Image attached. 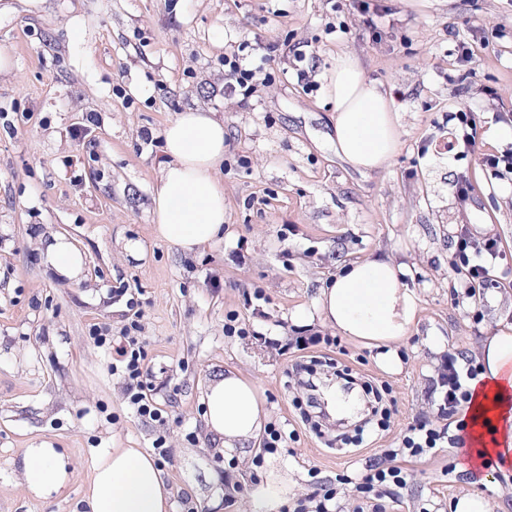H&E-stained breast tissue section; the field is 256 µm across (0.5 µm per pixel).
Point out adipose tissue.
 Here are the masks:
<instances>
[{"label":"adipose tissue","mask_w":512,"mask_h":512,"mask_svg":"<svg viewBox=\"0 0 512 512\" xmlns=\"http://www.w3.org/2000/svg\"><path fill=\"white\" fill-rule=\"evenodd\" d=\"M335 106L336 153L357 170L384 167L397 145L392 98L368 82L350 54L336 58L326 86ZM224 158V125L210 113L190 110L163 130V160L153 196L158 236L185 252L215 241L224 231V186L216 169ZM46 263L59 277L81 278L79 251L64 236L40 241ZM403 264L375 256L345 264L320 288L315 302L320 325L376 349L378 366L399 372V349L418 314V298L401 283ZM484 371L469 407L471 415L494 414L496 435L488 455L512 465V330L484 337L479 348ZM205 435L217 448L246 452L267 420L259 389L233 368L215 374L203 391ZM72 466L51 443L21 451L20 485L47 500L66 488ZM170 491L157 460L139 448L103 452L86 489L84 512H168Z\"/></svg>","instance_id":"1"}]
</instances>
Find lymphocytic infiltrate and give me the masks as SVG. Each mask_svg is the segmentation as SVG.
Returning a JSON list of instances; mask_svg holds the SVG:
<instances>
[{"instance_id":"lymphocytic-infiltrate-1","label":"lymphocytic infiltrate","mask_w":512,"mask_h":512,"mask_svg":"<svg viewBox=\"0 0 512 512\" xmlns=\"http://www.w3.org/2000/svg\"><path fill=\"white\" fill-rule=\"evenodd\" d=\"M251 42H240L236 49L224 57V67L230 77V94L249 101L259 87L272 83L275 73L271 60L281 52V43L274 42L264 48L258 64L246 67L242 60L253 52ZM455 132L448 144L449 151L478 154L482 166L500 174H512V148L502 151H476L477 121L470 106L460 107L449 113ZM454 245L451 266L459 279L460 296L474 307L484 306L489 289L503 287L512 281V274L501 272V261L506 253L500 237L492 232H480L467 220H459L452 229ZM142 326L139 320H131L124 326L120 336L110 337L108 328L91 329L90 336L98 345L113 343L123 369L124 394L133 412L142 419L163 422V411L149 396L150 388L144 379L145 354L143 350ZM482 373L481 366L464 353L449 354L442 366L438 386L444 391L437 411L438 419L418 417L410 424L399 447L383 450L379 461L370 464L360 477L361 488L385 496L391 488L406 485L408 473L400 466L403 457H420L433 449L461 448L466 444L468 423L463 414L473 396L472 386Z\"/></svg>"}]
</instances>
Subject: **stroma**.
<instances>
[{
  "instance_id": "stroma-1",
  "label": "stroma",
  "mask_w": 512,
  "mask_h": 512,
  "mask_svg": "<svg viewBox=\"0 0 512 512\" xmlns=\"http://www.w3.org/2000/svg\"><path fill=\"white\" fill-rule=\"evenodd\" d=\"M388 3L397 23L379 43L332 0H45L39 13L0 17V49L14 61L0 74V512H82L103 449L148 451L161 436L173 455L163 466L170 512H251L277 473L293 486L275 512L322 485L337 489L342 512H357L359 493L339 477L364 473L413 417L436 415L443 352L475 355L489 331L512 325V287L491 292L473 321L469 304L452 300L449 264L454 177L469 176V219L509 253L512 179L448 152V114L462 103L479 116L482 151L512 144V130L492 120L512 109V0ZM477 25L489 42L476 48V76L462 81L448 31ZM244 38L291 39L310 84L298 82L292 58L279 59L275 83L240 105L222 61ZM341 52L391 92L396 112V153L365 174L337 156L324 101ZM196 108L224 124V237L185 254L157 236L152 195L163 127ZM51 233L82 253L80 281L45 265L40 241ZM376 255L406 265L418 322L397 374L377 366L374 349L342 340V363L389 385L396 405L389 430L330 448L302 422L288 378L300 355L325 347L302 351L295 339L330 335L304 324L320 288L345 263ZM135 311L162 425L133 414L110 350L89 335L96 325L119 331ZM232 314L245 335L225 333ZM227 366L257 382L284 436L258 466L202 435L201 394ZM45 441L73 461L68 487L47 501L17 484L20 450ZM465 459L448 447L407 459L412 478L387 512H451L464 495L512 512V467L470 471Z\"/></svg>"
}]
</instances>
